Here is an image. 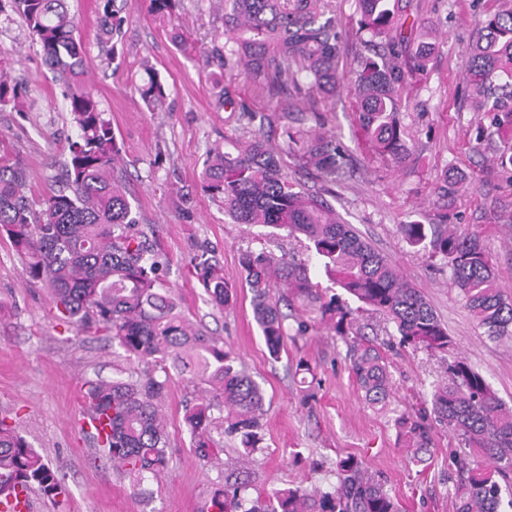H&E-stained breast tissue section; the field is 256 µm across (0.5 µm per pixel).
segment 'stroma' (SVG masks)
Wrapping results in <instances>:
<instances>
[{
    "label": "stroma",
    "instance_id": "obj_1",
    "mask_svg": "<svg viewBox=\"0 0 512 512\" xmlns=\"http://www.w3.org/2000/svg\"><path fill=\"white\" fill-rule=\"evenodd\" d=\"M104 2H69L91 64L90 78L128 162L125 183L132 205L169 259V286L181 295L188 319L222 337L264 391V439L250 465L257 488H328L336 482L337 458L351 455L384 476L407 512H455L457 463L464 456L457 437L435 428L431 458L418 466L398 444L393 425L395 414H418L444 381L443 355L401 347L393 323L359 312V325L381 344L392 377L391 403L378 410L365 404L353 383L346 342L319 311L300 301H292L289 312L303 316L307 332L289 336L280 359L268 353L253 320L250 291L241 283L242 252L269 246L305 262L312 281L324 284L328 278L304 238L272 242L265 227L232 223L221 200L201 187L208 151L229 144L237 124L232 113L216 107L206 72L170 33L183 30L199 47L223 45L220 0H183L176 14L166 17L149 12L145 0H124L121 38L115 44L98 26ZM414 3L421 15L439 22L442 33L427 82L407 86L400 97L407 140L420 156L417 165L395 170L363 150L355 134V97L347 84L326 115V129L351 154V169L330 186L314 169L293 163L289 171L306 189L326 191L339 218L419 290L447 328L452 355L466 358L511 407L512 338H488L452 286L447 266L410 247L399 232L400 225L432 221L442 174L457 170L466 182L448 221L479 236L493 256L504 295L512 299V171L497 167L488 137H477V126L488 119L470 111L460 75L463 55L490 0ZM146 60L166 92L156 112L131 90L143 77ZM1 69L11 74L20 94L0 104V136L24 164L39 200L59 189L76 128L40 47L32 44L22 16L10 9L0 12ZM206 250L215 253L226 279L236 285L234 301L221 310L206 304L190 272L191 259ZM0 303L7 308L0 316V418L13 419L33 448L61 465L68 489L56 505L32 491V512H207L237 452L217 428L213 436L222 451L207 461L195 455L183 420L192 385L171 384L163 404L171 439L167 468L147 478V495H138L115 467L93 465L99 447L81 428L84 383L112 379L117 369L128 368L123 351L104 334H81L56 320L44 289L25 279L21 259L5 238H0ZM302 358L314 369L313 383H304L295 372Z\"/></svg>",
    "mask_w": 512,
    "mask_h": 512
}]
</instances>
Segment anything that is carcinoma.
<instances>
[{
    "mask_svg": "<svg viewBox=\"0 0 512 512\" xmlns=\"http://www.w3.org/2000/svg\"><path fill=\"white\" fill-rule=\"evenodd\" d=\"M41 48L45 64L61 83L77 138L69 144L62 188L40 201L29 196L28 175L0 140V237L20 256L29 281L49 294L57 319L81 332H104L125 356L143 369L124 378L85 382L83 402L92 417L108 422L99 442L103 458L118 465L133 489L143 495L146 475L159 476L171 446L161 406L173 376L193 385L194 402L184 422L199 459L215 451L211 435L222 417L224 436L239 443L234 462L210 502L211 512H402L381 476L354 456L335 462L336 484L329 490L301 487L256 490L245 460L263 440L264 396L237 365L224 340L194 328L181 298L163 275L167 258L153 231L140 224L127 197L122 172L126 161L112 124L105 117L89 78V61L68 0H11ZM156 15H171L181 0H146ZM333 0H224V45L201 52L212 74L218 107L237 115L247 134L234 151L209 152L202 174L204 189L224 202L235 224L258 225L305 237L326 276L359 308L392 322L402 344L432 353L452 346L446 328L419 291L348 224L336 219L324 195L288 176V159L316 169L334 183L350 165V155L335 135L323 131L324 113L343 84L339 59L347 35L336 24ZM357 34L356 117L361 139L372 155L394 166L409 158L403 137L399 98L404 87L426 78L429 58L439 49V24L412 14V0H355ZM122 20L104 9L101 31L114 38ZM136 91L147 107L162 108L164 86L155 73ZM268 93L276 104L263 113L238 92L237 80ZM462 82L473 111L482 112L498 136L497 165L512 167V5L485 15L479 36L462 66ZM18 85L0 71V104L17 96ZM305 101L314 125L284 129L286 148L274 149L262 127ZM460 179L448 175L438 188L443 201L436 223L413 221L399 227L412 247L430 248L448 266L450 279L478 325L491 339L512 335V301L498 284L491 254L480 239L448 223ZM241 279L251 293L253 319L269 354L277 358L289 336L288 315L273 293L284 288L308 305L317 304L336 335L349 341L348 359L357 388L373 408H385L391 374L380 346L361 334L355 310L331 296L307 265L273 252L247 250L239 260ZM191 274L207 301L222 308L235 298L224 266L207 252L191 261ZM447 379L431 398L434 420L460 437L464 448L490 465H462L454 489L456 512H501L503 496L512 507V409L503 405L486 379L466 360L452 358ZM397 437L411 459L425 461L432 429L422 418L402 412L393 418ZM38 488L54 505L66 495L59 467L45 460L19 434L12 420L0 419V506Z\"/></svg>",
    "mask_w": 512,
    "mask_h": 512,
    "instance_id": "carcinoma-1",
    "label": "carcinoma"
}]
</instances>
